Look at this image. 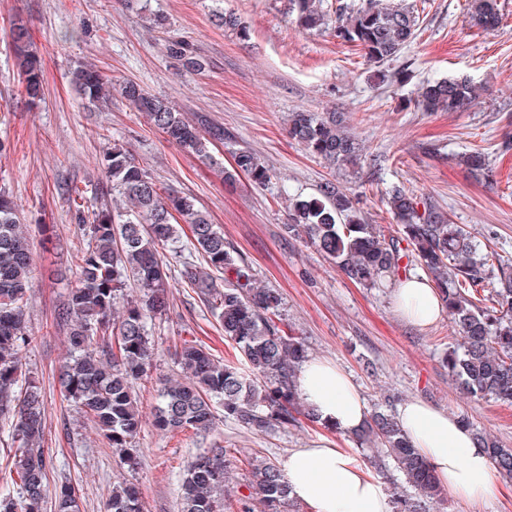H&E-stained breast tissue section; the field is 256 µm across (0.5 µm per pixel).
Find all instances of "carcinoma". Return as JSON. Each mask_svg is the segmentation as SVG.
<instances>
[{
	"label": "carcinoma",
	"mask_w": 512,
	"mask_h": 512,
	"mask_svg": "<svg viewBox=\"0 0 512 512\" xmlns=\"http://www.w3.org/2000/svg\"><path fill=\"white\" fill-rule=\"evenodd\" d=\"M326 2L288 0L287 10L308 30L336 16V37L359 47L374 65L398 57L417 38L419 16L411 6L395 0H360L357 5L336 0L331 9ZM501 21L499 0H470V27L489 30ZM11 37L26 105L33 109L43 99V62L32 49L24 20L13 22ZM168 52L191 70L202 68L186 43L172 44ZM71 81L90 103L106 99L112 88L108 76L93 64L74 69ZM120 90L168 141L212 160L211 146L224 139L223 129L213 126L201 133L167 101L136 83L125 82ZM476 97L471 81L441 79L421 85L414 106L423 112H464ZM288 134L332 169L354 166L362 156L361 144L334 115L294 112ZM100 165L106 193L117 195L123 206L112 209L91 201L75 212L77 230L87 238V246L77 264V283L58 314L69 329V350L59 367L65 400L99 424L123 464L130 469L137 465L131 446L142 421L132 392L147 375L152 358L148 325L168 304L167 249L179 242L185 224L208 270L186 261L182 281L196 289L216 315L242 363L220 361L196 342L184 341L179 359L186 379L162 384L154 427L163 433L191 430L204 435L213 425L217 404L224 417L260 432L294 426L301 416L317 421L297 386L307 348L301 337L281 326L279 294L255 286L250 267L226 248L224 234L194 200L160 193L155 180L125 148L112 145ZM235 170L258 185L270 181L268 168L250 151L236 155ZM388 203L400 226L397 236L365 223L353 198L328 181L320 196L292 200L286 229L316 247L349 280L367 288L383 276L398 274L403 259L416 261L437 286L461 338L459 346L448 351L451 376L474 396L512 402V265L493 263V253L415 191L396 188ZM32 263L17 204L0 194V415L11 417L12 439L19 443L16 490L0 493V512H43L48 496L44 395L21 359L22 349L34 341L25 325ZM132 284L142 299L127 302L122 316L112 318ZM480 287L488 289V295L479 297ZM353 436L366 446L369 458L391 462L414 490L413 496L392 492L393 512H427L425 501L439 496L440 485L397 417L378 407ZM474 436L497 471L512 476V449L479 432ZM225 462L222 448L196 456L183 474L181 512H224ZM249 466V494L240 499L244 512H250L252 502L261 512H299L279 466L257 459L249 460ZM54 508L80 512L74 486L62 485L55 491ZM109 512H144L139 488L125 481L114 484Z\"/></svg>",
	"instance_id": "cac0c4a2"
}]
</instances>
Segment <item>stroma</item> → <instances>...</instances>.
Listing matches in <instances>:
<instances>
[{"mask_svg": "<svg viewBox=\"0 0 512 512\" xmlns=\"http://www.w3.org/2000/svg\"><path fill=\"white\" fill-rule=\"evenodd\" d=\"M409 2L423 20L418 36L383 66L388 74L406 69L407 77L382 84L362 51L336 38L333 29H299L285 0H139L132 9L121 0H0V189L18 204L34 257L26 313L35 341L22 359L45 395L48 485L79 487L83 512H106L112 484L121 477L139 487L145 512H179L183 468L220 447L230 464L224 501L232 504L247 493L248 458L279 464L289 449L328 434L353 452L366 473L387 480L356 453L351 437L307 420L256 433L219 408L205 436L153 427L158 379L184 378L175 356L183 340L219 359L235 356L218 319L181 280L183 263L198 257L185 239L170 257L174 288L166 314L152 327V367L134 388L143 415L137 468L121 464L94 422L64 399L57 375L69 349L68 329L56 316L86 246L66 186L76 185L87 198L101 192L98 159L116 140L161 193L192 197L208 212L257 284L280 294L282 315L309 356L331 359L349 372L368 407L395 409L418 398L512 448V405L468 395L448 373V352L460 343L449 318L427 327L410 324L395 307L397 281L387 279L381 288L353 283L286 230L291 198L318 195L332 181L358 196L368 223L395 234L387 198L404 187L432 200L453 223L512 262V0H500L503 20L485 32L467 28L468 0ZM218 11L235 15L247 36L217 26ZM156 15L164 17L163 26L152 24ZM18 16L28 20L44 62V97L34 110L21 94L10 37ZM176 41L193 47L201 70L186 69L168 55L167 45ZM82 62L101 68L116 87L136 82L193 123L222 127L214 164L169 143L117 91L106 104H88L70 84L71 70ZM446 77L469 78L483 93L464 112L414 108L424 81ZM333 111L343 113L364 148L356 167L331 170L287 135L289 113ZM241 150L269 169L268 184L255 185L244 175L225 183L221 170L233 166ZM474 151L484 155V170L460 163L461 154ZM496 480V498L471 503L449 494L434 512H512V476Z\"/></svg>", "mask_w": 512, "mask_h": 512, "instance_id": "obj_1", "label": "stroma"}]
</instances>
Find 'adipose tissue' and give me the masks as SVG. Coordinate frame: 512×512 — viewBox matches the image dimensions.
<instances>
[{"mask_svg":"<svg viewBox=\"0 0 512 512\" xmlns=\"http://www.w3.org/2000/svg\"><path fill=\"white\" fill-rule=\"evenodd\" d=\"M394 300L399 313L417 326L429 325L443 313L440 293L417 278L401 283ZM298 386L320 420L341 434L360 429L368 416L351 376L329 359L306 360L298 372ZM397 420L419 456L434 469L439 484L453 495L484 501L498 494L490 458L459 418L411 399L399 406ZM281 470L293 497L309 512H390L387 488L329 440L289 450Z\"/></svg>","mask_w":512,"mask_h":512,"instance_id":"1","label":"adipose tissue"}]
</instances>
